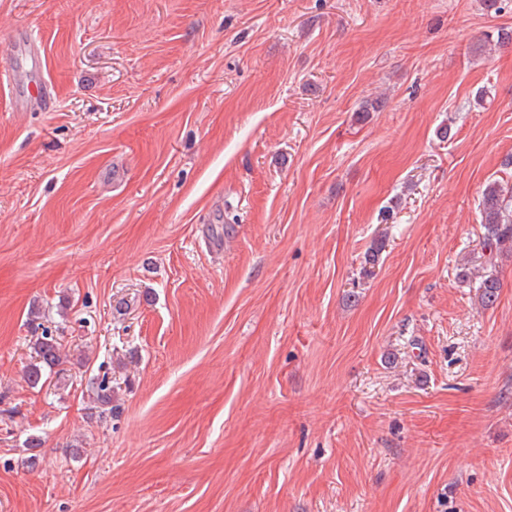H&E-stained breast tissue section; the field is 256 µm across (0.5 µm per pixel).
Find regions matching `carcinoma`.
<instances>
[{
	"mask_svg": "<svg viewBox=\"0 0 512 512\" xmlns=\"http://www.w3.org/2000/svg\"><path fill=\"white\" fill-rule=\"evenodd\" d=\"M480 224L483 229V245L489 257L512 251V184L497 180L487 184L479 202ZM465 281L478 282V302L483 308L493 306L502 288L499 278L493 274L479 275L465 268L461 272ZM36 362L28 369V381L36 387L54 373L61 363L59 343L55 337L44 334L34 345Z\"/></svg>",
	"mask_w": 512,
	"mask_h": 512,
	"instance_id": "carcinoma-1",
	"label": "carcinoma"
}]
</instances>
